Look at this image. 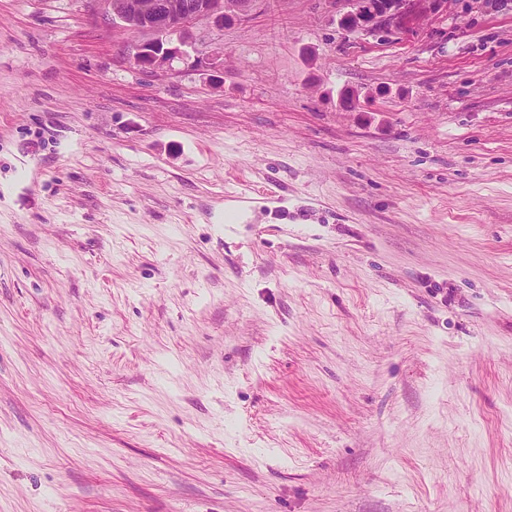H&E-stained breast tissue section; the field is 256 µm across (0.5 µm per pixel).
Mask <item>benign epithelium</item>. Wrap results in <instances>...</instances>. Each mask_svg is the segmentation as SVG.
Segmentation results:
<instances>
[{
  "label": "benign epithelium",
  "instance_id": "benign-epithelium-1",
  "mask_svg": "<svg viewBox=\"0 0 512 512\" xmlns=\"http://www.w3.org/2000/svg\"><path fill=\"white\" fill-rule=\"evenodd\" d=\"M252 0H87L92 12L113 25L145 38L130 45L129 55L145 73L157 75L172 69L177 59L194 58L193 66L207 72H224V45L202 54L197 48L199 24L217 33L224 21L247 16ZM445 0H387L372 5L355 0L348 15L349 28L371 32L403 30L421 12L436 11Z\"/></svg>",
  "mask_w": 512,
  "mask_h": 512
}]
</instances>
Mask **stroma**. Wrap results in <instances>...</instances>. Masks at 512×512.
I'll return each mask as SVG.
<instances>
[{
	"instance_id": "1",
	"label": "stroma",
	"mask_w": 512,
	"mask_h": 512,
	"mask_svg": "<svg viewBox=\"0 0 512 512\" xmlns=\"http://www.w3.org/2000/svg\"><path fill=\"white\" fill-rule=\"evenodd\" d=\"M498 2L253 0L215 88L0 0V512H512ZM383 6L372 5L367 0L352 1L348 15L349 28L371 32H396L403 30L420 13L436 11L445 0H384Z\"/></svg>"
}]
</instances>
